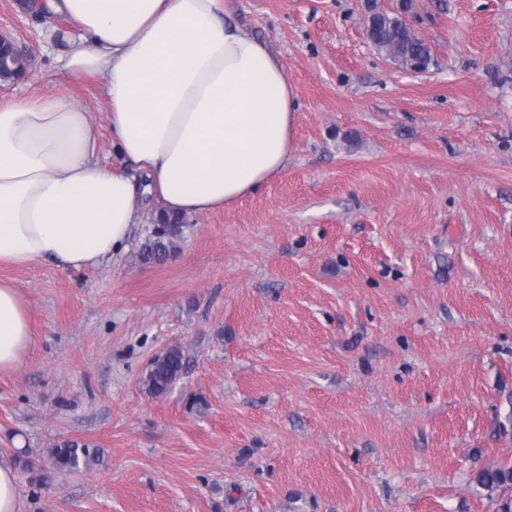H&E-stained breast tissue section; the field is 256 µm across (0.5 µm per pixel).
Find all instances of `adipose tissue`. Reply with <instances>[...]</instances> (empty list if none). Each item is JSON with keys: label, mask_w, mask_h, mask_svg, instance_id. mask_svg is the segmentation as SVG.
Here are the masks:
<instances>
[{"label": "adipose tissue", "mask_w": 512, "mask_h": 512, "mask_svg": "<svg viewBox=\"0 0 512 512\" xmlns=\"http://www.w3.org/2000/svg\"><path fill=\"white\" fill-rule=\"evenodd\" d=\"M84 34L64 68L102 78L112 147L144 180L103 168L87 112L64 97L0 107V264H100L138 210L203 215L252 196L295 151L293 83L234 0H48ZM28 300L0 281V371L35 344Z\"/></svg>", "instance_id": "1"}]
</instances>
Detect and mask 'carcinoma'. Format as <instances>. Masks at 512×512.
Wrapping results in <instances>:
<instances>
[{"label": "carcinoma", "instance_id": "obj_1", "mask_svg": "<svg viewBox=\"0 0 512 512\" xmlns=\"http://www.w3.org/2000/svg\"><path fill=\"white\" fill-rule=\"evenodd\" d=\"M411 0H401L399 7L388 12L377 6L368 5V29L377 50L391 58L398 65L407 68L414 64L425 70L431 63L428 45L420 40L406 20ZM180 218L160 216L157 228L140 249L138 259L142 263H160L175 251ZM184 351L174 345L161 352L148 366L142 383L153 396L164 394L180 377L184 367ZM53 465L60 471H74L80 468L92 469L100 462V450L86 443L65 441L49 450ZM475 483L487 490L512 487V467H495L479 470L474 476Z\"/></svg>", "mask_w": 512, "mask_h": 512}]
</instances>
